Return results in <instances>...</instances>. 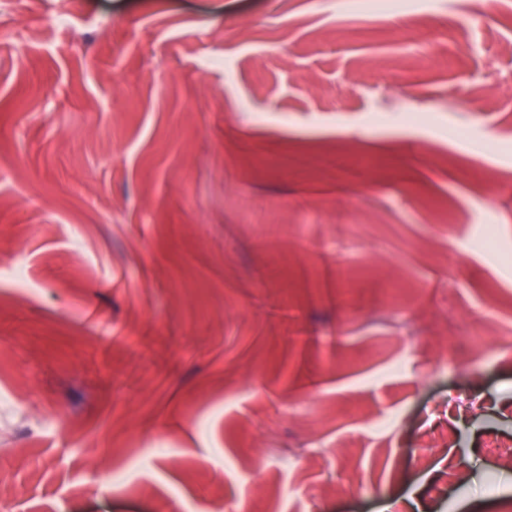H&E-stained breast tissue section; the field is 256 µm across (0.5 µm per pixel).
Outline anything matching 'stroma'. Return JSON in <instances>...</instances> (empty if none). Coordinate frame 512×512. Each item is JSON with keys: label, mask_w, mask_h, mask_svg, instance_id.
<instances>
[{"label": "stroma", "mask_w": 512, "mask_h": 512, "mask_svg": "<svg viewBox=\"0 0 512 512\" xmlns=\"http://www.w3.org/2000/svg\"><path fill=\"white\" fill-rule=\"evenodd\" d=\"M510 12L0 0V512H512Z\"/></svg>", "instance_id": "stroma-1"}]
</instances>
